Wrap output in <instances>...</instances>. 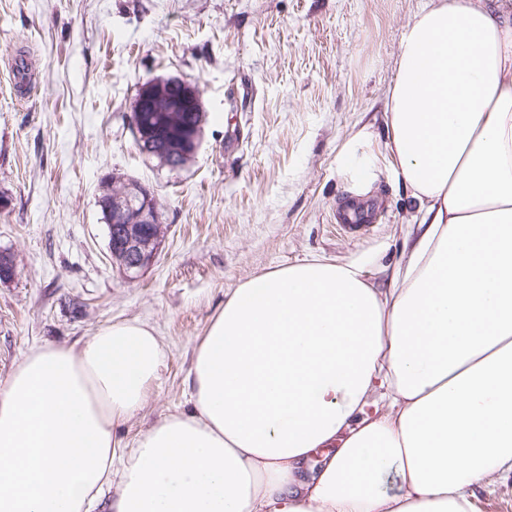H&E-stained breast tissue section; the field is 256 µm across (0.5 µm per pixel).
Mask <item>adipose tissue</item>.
I'll list each match as a JSON object with an SVG mask.
<instances>
[{"label": "adipose tissue", "mask_w": 512, "mask_h": 512, "mask_svg": "<svg viewBox=\"0 0 512 512\" xmlns=\"http://www.w3.org/2000/svg\"><path fill=\"white\" fill-rule=\"evenodd\" d=\"M385 119L417 213L386 287L324 257L240 283L196 342L191 410L128 453L116 429L167 357L152 327L25 353L0 388V512H475L512 477V23L430 0Z\"/></svg>", "instance_id": "1"}]
</instances>
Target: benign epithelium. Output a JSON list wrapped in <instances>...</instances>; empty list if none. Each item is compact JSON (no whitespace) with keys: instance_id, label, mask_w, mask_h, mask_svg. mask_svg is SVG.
Returning a JSON list of instances; mask_svg holds the SVG:
<instances>
[{"instance_id":"1","label":"benign epithelium","mask_w":512,"mask_h":512,"mask_svg":"<svg viewBox=\"0 0 512 512\" xmlns=\"http://www.w3.org/2000/svg\"><path fill=\"white\" fill-rule=\"evenodd\" d=\"M172 82L164 79L147 82L140 87L141 102L148 105L149 114L138 113L133 119L135 136L145 140L151 133L154 123L171 121L174 113L193 108L199 112L202 103L197 87L191 83L181 84V96L174 98L169 94ZM202 139V125L183 130L171 139L149 142V148L175 161L190 158L197 153ZM145 202L139 208H129L123 203L124 191L118 190L112 196V230L120 234L112 237V253L122 255L120 269L134 279L155 259L163 231V225L157 223V202L153 193L144 190Z\"/></svg>"}]
</instances>
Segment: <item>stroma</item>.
<instances>
[{"instance_id":"stroma-1","label":"stroma","mask_w":512,"mask_h":512,"mask_svg":"<svg viewBox=\"0 0 512 512\" xmlns=\"http://www.w3.org/2000/svg\"><path fill=\"white\" fill-rule=\"evenodd\" d=\"M428 0H0V383L30 349L81 346L138 319L166 364L126 448L191 407L194 344L238 285L325 257L365 266L378 286L413 209L374 163L366 185L339 175L358 130L386 133L384 103L402 37ZM197 84L203 140L170 170L135 145L142 84ZM156 195L164 237L134 280L113 262L98 200L113 177ZM372 224L336 223L349 200Z\"/></svg>"}]
</instances>
